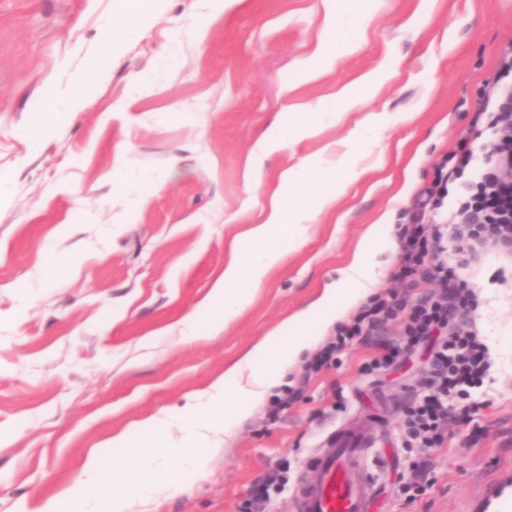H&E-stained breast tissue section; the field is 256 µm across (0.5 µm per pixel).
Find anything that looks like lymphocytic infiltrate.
Returning a JSON list of instances; mask_svg holds the SVG:
<instances>
[{"mask_svg":"<svg viewBox=\"0 0 512 512\" xmlns=\"http://www.w3.org/2000/svg\"><path fill=\"white\" fill-rule=\"evenodd\" d=\"M488 102L494 107L486 116L493 133L489 148L477 154L473 138H461L419 191L412 221L399 237L392 280L407 283L419 276L430 284V292L409 300L394 290L372 296L349 323L337 326L335 336L306 366L308 372H319L346 347L402 320L400 338L385 342L366 369L372 374L386 370L416 346L430 344L422 392L408 408L402 432L404 447L430 453L449 446L448 423L454 416L472 414L471 408L454 407L461 386L483 385L490 368L478 331L461 322L476 295L460 281L445 242L452 236L460 247L475 251L512 249V42L499 51ZM463 177L469 180L466 193L451 198V186Z\"/></svg>","mask_w":512,"mask_h":512,"instance_id":"lymphocytic-infiltrate-1","label":"lymphocytic infiltrate"}]
</instances>
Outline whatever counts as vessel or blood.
Segmentation results:
<instances>
[{"label":"vessel or blood","mask_w":512,"mask_h":512,"mask_svg":"<svg viewBox=\"0 0 512 512\" xmlns=\"http://www.w3.org/2000/svg\"><path fill=\"white\" fill-rule=\"evenodd\" d=\"M371 425L339 428L309 458L296 497V512H371L375 483L363 458ZM479 512H512V476L504 475L488 490Z\"/></svg>","instance_id":"obj_1"}]
</instances>
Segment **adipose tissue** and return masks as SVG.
<instances>
[{"instance_id": "adipose-tissue-1", "label": "adipose tissue", "mask_w": 512, "mask_h": 512, "mask_svg": "<svg viewBox=\"0 0 512 512\" xmlns=\"http://www.w3.org/2000/svg\"><path fill=\"white\" fill-rule=\"evenodd\" d=\"M157 0H112V13L103 26L99 44L101 59H109L113 46L139 33V23L155 9ZM98 79L97 68H89L82 83L64 99L49 97L37 118L26 129L30 140H37L40 131L51 125L58 113L73 109ZM325 161L307 159L300 168L288 169L283 175L288 190L277 198L261 224L250 231L255 246L248 253L232 258L224 267L207 299L185 315L181 334L185 340L198 336L201 326L217 332L236 320L250 303L253 293L264 283L269 270L278 265L287 251L300 249L307 240V229L317 217V211L335 202L334 196H323L319 208H312L313 181L325 174ZM285 232L287 245L275 240L277 232Z\"/></svg>"}]
</instances>
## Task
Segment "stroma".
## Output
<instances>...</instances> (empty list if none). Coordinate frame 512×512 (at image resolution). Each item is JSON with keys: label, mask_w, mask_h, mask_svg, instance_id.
Segmentation results:
<instances>
[{"label": "stroma", "mask_w": 512, "mask_h": 512, "mask_svg": "<svg viewBox=\"0 0 512 512\" xmlns=\"http://www.w3.org/2000/svg\"><path fill=\"white\" fill-rule=\"evenodd\" d=\"M350 53L318 61L333 0H226L206 28V0H158L82 105L31 142L24 130L49 96L66 95L98 60L112 0H0V512H37L73 484L88 457L104 468L164 412L228 374L270 332L288 335L340 277L366 231L397 240L418 189L461 137L480 131L484 82L512 40V0H374ZM316 62L307 79L302 63ZM332 100L341 121L268 150L298 113ZM383 112L381 139L356 150L345 193L329 176L316 196L336 201L305 245L273 267L224 330L183 340L179 322L205 300L232 250L252 246L285 171L336 157L353 125ZM77 263L62 282L46 272ZM448 258L477 295L465 316L490 369L470 400L473 421L450 423V447L429 460L430 489L409 501L405 405L423 358L382 377L364 373L392 323L310 375L283 373L300 396L270 419L269 400L209 451L191 487L155 512H244L277 476L261 512H293L315 448L336 426L374 420V512H467L512 470V256Z\"/></svg>", "instance_id": "35a3bbf8"}]
</instances>
